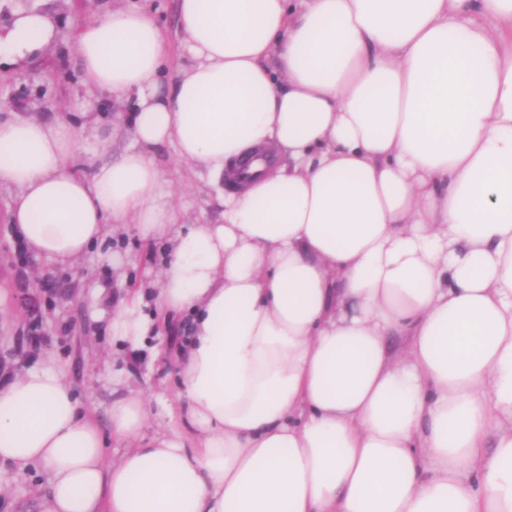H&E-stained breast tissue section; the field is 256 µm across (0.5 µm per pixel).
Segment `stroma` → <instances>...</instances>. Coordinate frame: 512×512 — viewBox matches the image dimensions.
I'll return each instance as SVG.
<instances>
[{"mask_svg": "<svg viewBox=\"0 0 512 512\" xmlns=\"http://www.w3.org/2000/svg\"><path fill=\"white\" fill-rule=\"evenodd\" d=\"M131 7L156 17L173 63H184L178 0H0V26L15 11L28 8L52 11L59 22L55 43L40 56L21 66L0 65V119L23 115L84 125L76 169L85 176L92 164L119 158L135 141L127 131L112 129L129 111V102L92 90L84 82L76 53L78 34L86 22ZM157 156L162 171L158 190L169 194L179 223H221L220 187L208 171L180 161L170 143L159 147ZM13 194L12 188H0V358L9 364L0 381L32 366L54 370L74 387L83 410L104 429L112 379L119 375L149 397L151 427L166 424L169 412L177 408L180 385L174 348L184 327L169 322L152 355L117 344L111 331L119 289L141 290L155 299L166 247L144 243L126 228L108 233L104 243L91 246L72 265L34 257L18 267L8 222ZM116 254L128 258V265L113 266ZM34 309L43 336L36 347L26 341ZM47 490L41 468L0 466V512H40Z\"/></svg>", "mask_w": 512, "mask_h": 512, "instance_id": "stroma-1", "label": "stroma"}]
</instances>
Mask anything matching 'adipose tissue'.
Instances as JSON below:
<instances>
[{
    "mask_svg": "<svg viewBox=\"0 0 512 512\" xmlns=\"http://www.w3.org/2000/svg\"><path fill=\"white\" fill-rule=\"evenodd\" d=\"M170 82L156 19L86 22L88 86L136 142L76 174L83 130L0 122V186L29 251L81 258L106 225L166 243L159 310L188 321L183 402L142 392L108 430L58 373L0 385V465H43L41 512H512V0H179ZM45 10L0 28L39 56ZM215 179L219 224H182L155 147ZM156 319L122 292L113 337ZM124 452L105 462L108 441Z\"/></svg>",
    "mask_w": 512,
    "mask_h": 512,
    "instance_id": "1",
    "label": "adipose tissue"
}]
</instances>
